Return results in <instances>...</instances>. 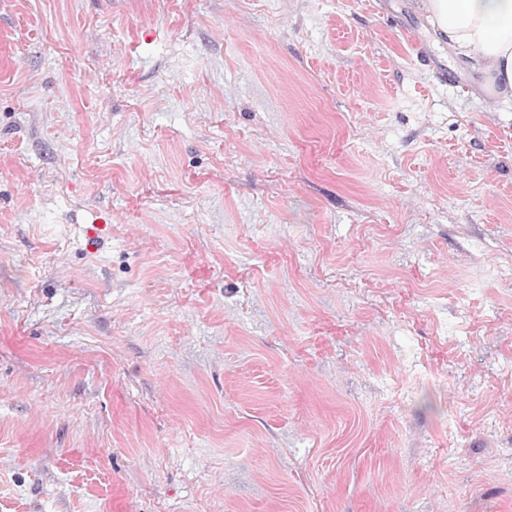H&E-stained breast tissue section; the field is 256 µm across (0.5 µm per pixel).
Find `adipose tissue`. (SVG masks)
<instances>
[{
  "label": "adipose tissue",
  "mask_w": 512,
  "mask_h": 512,
  "mask_svg": "<svg viewBox=\"0 0 512 512\" xmlns=\"http://www.w3.org/2000/svg\"><path fill=\"white\" fill-rule=\"evenodd\" d=\"M434 30L474 60L495 100L512 101V0H418Z\"/></svg>",
  "instance_id": "obj_1"
}]
</instances>
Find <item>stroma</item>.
Wrapping results in <instances>:
<instances>
[{
    "instance_id": "obj_1",
    "label": "stroma",
    "mask_w": 512,
    "mask_h": 512,
    "mask_svg": "<svg viewBox=\"0 0 512 512\" xmlns=\"http://www.w3.org/2000/svg\"><path fill=\"white\" fill-rule=\"evenodd\" d=\"M414 0H0V512H512V103Z\"/></svg>"
}]
</instances>
